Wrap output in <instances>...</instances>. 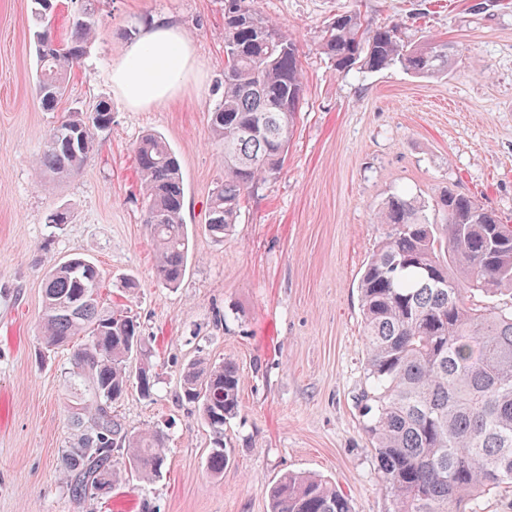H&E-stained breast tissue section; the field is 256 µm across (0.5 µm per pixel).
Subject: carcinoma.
Segmentation results:
<instances>
[{"label":"carcinoma","instance_id":"1","mask_svg":"<svg viewBox=\"0 0 512 512\" xmlns=\"http://www.w3.org/2000/svg\"><path fill=\"white\" fill-rule=\"evenodd\" d=\"M95 0H84L70 33L59 38L55 0H31L38 68L35 94L46 111L67 92L68 69L95 37ZM323 52L342 70L379 72L401 66L420 76L448 73V43L405 44L395 24L369 27L361 14L336 15ZM223 92L208 125L224 148V179L211 194L207 227L221 239L240 217L243 195L283 169L304 94L295 38L259 13L254 0H224ZM112 126L101 99L73 110L48 133L35 171L72 174L90 158L96 137ZM144 191L143 222L157 251L156 276L183 279L189 240L183 218L185 186L174 150L157 134L134 148ZM382 228L358 281L365 346V386L358 401L362 430L394 512H469L483 494L512 487V225L474 197L443 189L432 205L395 193L374 214ZM43 342L70 346L73 372L84 382L72 413L78 433L62 452L68 491L78 503L112 492L121 469L158 475L166 437L147 429L130 434L112 407L136 379L141 396L155 379L140 323L105 308L96 265L72 257L46 274ZM242 376L226 361L185 370L179 399L198 408L215 435L210 472L224 474V424L240 409ZM117 448L126 450L122 460ZM270 512H353L350 499L326 479L287 473L267 491Z\"/></svg>","mask_w":512,"mask_h":512}]
</instances>
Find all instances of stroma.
Here are the masks:
<instances>
[{"instance_id":"35a3bbf8","label":"stroma","mask_w":512,"mask_h":512,"mask_svg":"<svg viewBox=\"0 0 512 512\" xmlns=\"http://www.w3.org/2000/svg\"><path fill=\"white\" fill-rule=\"evenodd\" d=\"M96 7L97 35L70 71L67 97L48 112L34 92L30 2L0 0V512H269L266 489L289 471L336 482L353 512H393L358 403L357 282L382 233L373 212L399 189L429 202L451 187L512 224V0H255L298 42L304 99L281 173L246 195L222 240L206 221L224 174L208 126L222 94L224 0ZM347 9L371 26L399 23L412 44L447 40V74L336 69L321 41ZM162 19L188 35L193 71L173 98L130 109L112 90L110 64L130 30ZM102 98L112 128L84 167L36 175L49 131ZM148 132L175 151L185 184L191 258L175 288L158 282L142 222L133 148ZM59 207L70 222L46 224ZM74 254L97 265L109 305L137 317L151 352L154 393L129 389L118 419L168 438L161 474L127 478L109 499L85 504L70 497L60 465L83 386L69 350H46L41 335L45 273ZM197 360L231 361L242 375L220 478L207 467L212 431L178 399L182 373Z\"/></svg>"}]
</instances>
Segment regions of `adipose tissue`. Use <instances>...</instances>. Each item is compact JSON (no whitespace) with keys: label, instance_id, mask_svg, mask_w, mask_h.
<instances>
[{"label":"adipose tissue","instance_id":"ef3b65f1","mask_svg":"<svg viewBox=\"0 0 512 512\" xmlns=\"http://www.w3.org/2000/svg\"><path fill=\"white\" fill-rule=\"evenodd\" d=\"M192 66V45L182 28L161 20L113 61L112 89L130 108L149 107L175 95Z\"/></svg>","mask_w":512,"mask_h":512}]
</instances>
